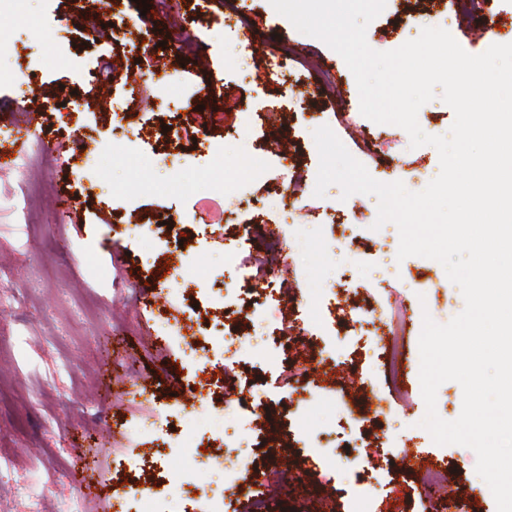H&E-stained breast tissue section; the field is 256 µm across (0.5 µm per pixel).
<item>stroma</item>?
Returning a JSON list of instances; mask_svg holds the SVG:
<instances>
[{"mask_svg": "<svg viewBox=\"0 0 512 512\" xmlns=\"http://www.w3.org/2000/svg\"><path fill=\"white\" fill-rule=\"evenodd\" d=\"M238 3L259 35L244 81L221 25L224 0H34V25L17 30L0 14V30L13 34L0 69L14 75L0 83V129L9 113L27 112L37 117V139L58 146L43 157L24 148L0 168V512H210L223 486L183 477L175 441L187 434L194 446L220 448L242 423L264 439L252 451L261 478L251 495L232 497L228 512H444L450 494L465 512H497L475 452L433 442L421 426L420 384L407 399L392 396L377 341L355 321L356 312L385 307L408 366L419 367L423 319H408L406 309L425 303L445 324L464 308L442 265L410 256L379 275L399 247L396 226L374 229L376 208L329 191L304 201L284 230L274 277L287 295L222 271L219 252L264 250L244 227L278 223L271 198L292 170L317 174L312 132L320 126L376 180L390 175L380 156L393 159L412 192L440 169L435 148H411L405 130L361 114L355 78L336 52L298 32L269 0ZM486 14L500 26L491 38L477 27ZM420 18L448 28L472 55L512 43V0H465L453 18L438 0H386L367 42L397 49L414 39L406 25ZM102 24L107 35L89 39ZM49 31L60 37L52 63L42 60ZM182 32L189 44L174 49ZM283 45L293 49L284 83L276 78ZM311 57L333 66L340 95L316 90ZM156 70L176 76L191 107L214 112L203 143L180 138L186 111L154 98ZM215 78L226 101L206 95ZM116 112L124 116L117 129ZM116 137L126 146L113 148ZM276 143L287 144V158L265 156L266 172L244 199L210 202L205 181L191 194L167 190L184 161L232 179ZM63 190L73 213L55 204ZM329 221L347 245L305 250L304 239ZM255 316L265 321L262 346L247 338ZM224 336L236 339L231 366ZM327 345L337 361H313ZM273 353L305 368L302 387L284 381ZM290 413L307 422L304 432L285 431ZM143 418L151 431H137ZM417 447L446 464L447 488L418 483L405 456ZM75 466L81 492L69 480ZM139 484L151 499L132 496Z\"/></svg>", "mask_w": 512, "mask_h": 512, "instance_id": "obj_1", "label": "stroma"}]
</instances>
